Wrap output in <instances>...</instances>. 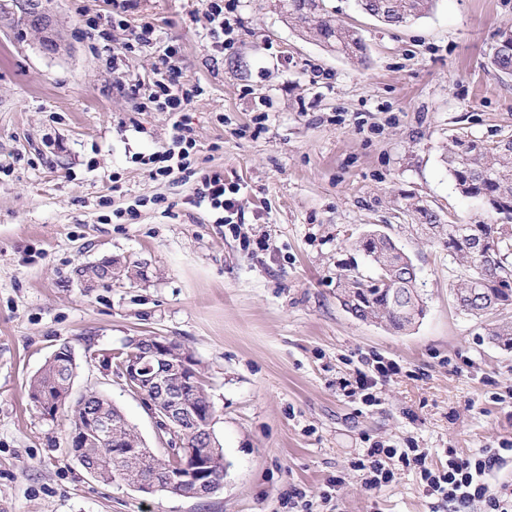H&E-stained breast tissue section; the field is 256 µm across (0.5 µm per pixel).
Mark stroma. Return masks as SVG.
Listing matches in <instances>:
<instances>
[{
    "mask_svg": "<svg viewBox=\"0 0 512 512\" xmlns=\"http://www.w3.org/2000/svg\"><path fill=\"white\" fill-rule=\"evenodd\" d=\"M236 3L241 25L222 52L202 0L128 10L180 45L184 80L202 88L186 112L193 164L166 182L142 158L170 142L172 124L129 91L151 78L156 52L128 56L119 77L80 32L111 0H52L64 31L54 53L27 27L0 28V512H292L295 492L312 512H430L416 471L388 460L395 479L372 493L352 461L384 444L425 451L440 469L446 449L512 441V350L456 306L462 269L408 210L420 200L459 224L486 217L442 158L452 135L512 133V79L490 64L512 0H437L399 27L356 0H325L361 37V63L304 36L279 0ZM215 172L238 189L240 223L193 201ZM132 205L135 223L108 222ZM372 230L418 269L427 312L409 331L355 319L337 298L342 269L366 268L354 243ZM108 258L142 278L77 281V267ZM138 336L174 340L197 364L229 464L212 495L103 483L71 455L63 417L28 398L68 344L72 398H110L164 456L143 401L105 363ZM379 360L396 371L375 402L340 389Z\"/></svg>",
    "mask_w": 512,
    "mask_h": 512,
    "instance_id": "obj_1",
    "label": "stroma"
}]
</instances>
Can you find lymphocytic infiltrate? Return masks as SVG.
Masks as SVG:
<instances>
[{"label": "lymphocytic infiltrate", "instance_id": "lymphocytic-infiltrate-1", "mask_svg": "<svg viewBox=\"0 0 512 512\" xmlns=\"http://www.w3.org/2000/svg\"><path fill=\"white\" fill-rule=\"evenodd\" d=\"M130 0H112V13L107 17L94 16L85 21L88 38L101 42L104 52L110 53L113 64H120L122 54H135L151 49H159L160 60L153 71L148 85H132L133 95L141 97L152 110L167 113L173 135L170 144L163 150L149 155L153 164V175L160 180H170L185 173L191 166L192 152L196 141L192 135L185 113L201 92L199 85L182 82L179 45H160L153 26L141 23L130 26L127 11ZM123 30L128 38L121 54H114L111 47L114 30ZM199 202L209 204L216 213L217 223H232L237 213L235 201L227 197L224 176L213 173L203 178L197 191ZM448 465L439 472L426 465V457L417 449L397 450L377 447L369 449L365 458L353 464L354 470L363 474L364 486L368 491H378L382 484L390 482L394 473L386 462L399 458L404 467L418 469L429 496L447 503L448 512H459L460 507L478 500L484 504V512H512V486L501 485L497 491H490L487 476L503 459L502 451L490 448L468 458L459 457L455 449H448Z\"/></svg>", "mask_w": 512, "mask_h": 512}]
</instances>
